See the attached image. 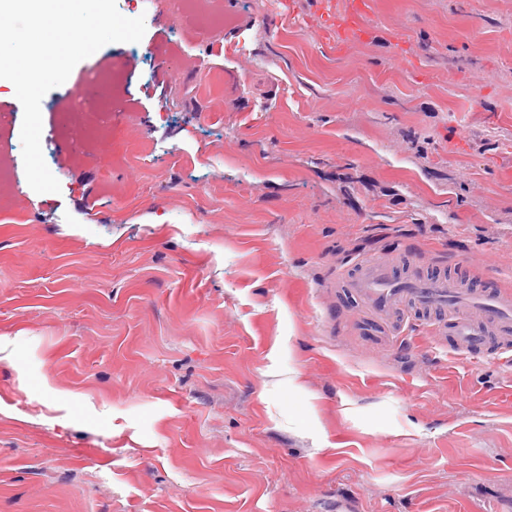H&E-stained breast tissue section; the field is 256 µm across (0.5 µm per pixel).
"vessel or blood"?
Returning a JSON list of instances; mask_svg holds the SVG:
<instances>
[{
	"label": "vessel or blood",
	"instance_id": "b4317fda",
	"mask_svg": "<svg viewBox=\"0 0 512 512\" xmlns=\"http://www.w3.org/2000/svg\"><path fill=\"white\" fill-rule=\"evenodd\" d=\"M320 11L326 25L345 40L365 36L366 0H322ZM390 334H401L416 315L428 316L446 328L452 350L468 354L472 348L497 341L500 353L512 352V293L485 292L470 288L445 275L411 273L398 279L390 260L368 257L357 263L353 276L344 282Z\"/></svg>",
	"mask_w": 512,
	"mask_h": 512
}]
</instances>
